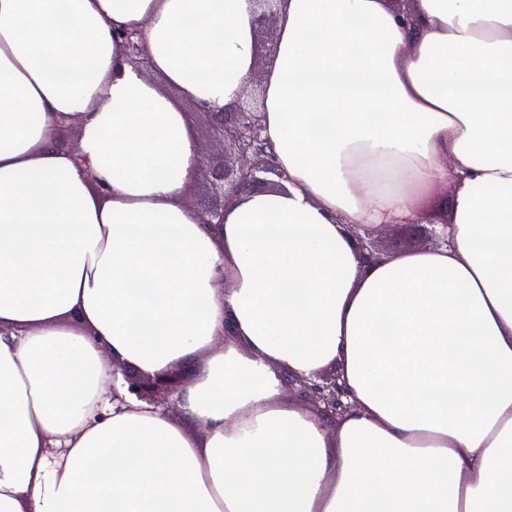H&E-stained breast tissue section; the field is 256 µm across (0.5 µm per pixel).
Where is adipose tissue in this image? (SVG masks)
<instances>
[{"label":"adipose tissue","instance_id":"obj_1","mask_svg":"<svg viewBox=\"0 0 512 512\" xmlns=\"http://www.w3.org/2000/svg\"><path fill=\"white\" fill-rule=\"evenodd\" d=\"M256 39L251 0H0V512H512V0H283ZM255 79L288 179L213 226L184 105ZM443 187L448 246L363 263ZM116 363L191 368L181 421ZM331 367L342 419L284 400Z\"/></svg>","mask_w":512,"mask_h":512}]
</instances>
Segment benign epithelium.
I'll return each instance as SVG.
<instances>
[{"label":"benign epithelium","instance_id":"obj_1","mask_svg":"<svg viewBox=\"0 0 512 512\" xmlns=\"http://www.w3.org/2000/svg\"><path fill=\"white\" fill-rule=\"evenodd\" d=\"M257 13L258 32L276 24L282 0H253ZM253 93L232 109L215 112L212 130L215 141L222 145L226 161L212 172V185L217 202L207 210V224L224 223V209L234 194L244 188L261 186L270 191L281 187L287 179L270 156L261 137V97L257 81H252ZM359 250L364 262L375 263L385 257L372 238H359ZM186 372L174 368L161 375L140 374L136 378L124 376L127 391L141 401L169 411L173 395L182 386ZM298 395L323 418L336 422L351 409L349 392L337 373H321L313 378L298 377Z\"/></svg>","mask_w":512,"mask_h":512}]
</instances>
